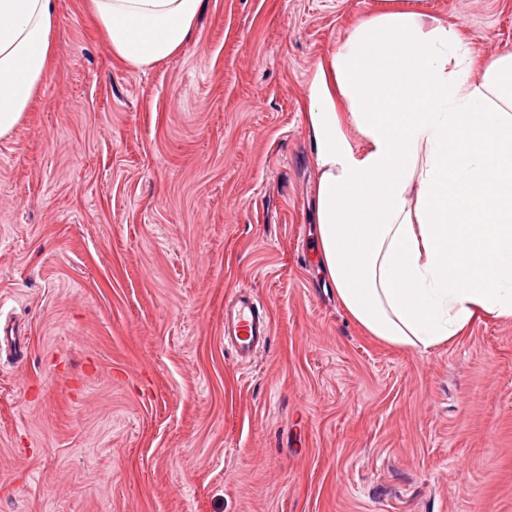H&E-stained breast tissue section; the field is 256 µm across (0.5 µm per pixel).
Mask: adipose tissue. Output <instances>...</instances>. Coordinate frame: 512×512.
<instances>
[{
    "mask_svg": "<svg viewBox=\"0 0 512 512\" xmlns=\"http://www.w3.org/2000/svg\"><path fill=\"white\" fill-rule=\"evenodd\" d=\"M91 2L135 69L176 54L204 7ZM53 23V0H0V138L30 109ZM306 126L320 265L366 336L426 351L512 319V52L477 60L457 28L386 0L316 64Z\"/></svg>",
    "mask_w": 512,
    "mask_h": 512,
    "instance_id": "ef3b65f1",
    "label": "adipose tissue"
}]
</instances>
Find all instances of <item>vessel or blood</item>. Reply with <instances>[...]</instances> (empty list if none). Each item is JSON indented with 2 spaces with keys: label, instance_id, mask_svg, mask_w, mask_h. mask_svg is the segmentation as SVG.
Listing matches in <instances>:
<instances>
[{
  "label": "vessel or blood",
  "instance_id": "obj_1",
  "mask_svg": "<svg viewBox=\"0 0 512 512\" xmlns=\"http://www.w3.org/2000/svg\"><path fill=\"white\" fill-rule=\"evenodd\" d=\"M272 335L268 309L253 289L240 286L227 305L224 339L231 345L239 361L246 362L265 350Z\"/></svg>",
  "mask_w": 512,
  "mask_h": 512
}]
</instances>
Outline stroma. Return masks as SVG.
Masks as SVG:
<instances>
[{"label":"stroma","instance_id":"obj_1","mask_svg":"<svg viewBox=\"0 0 512 512\" xmlns=\"http://www.w3.org/2000/svg\"><path fill=\"white\" fill-rule=\"evenodd\" d=\"M512 52V0H423ZM378 0H205L127 67L55 0L49 71L0 139V512H512V320L374 344L316 253L305 88ZM272 320L250 364L224 306ZM271 335L272 322L266 306L253 289L237 287L225 312L224 341L231 345L240 362H246L267 348Z\"/></svg>","mask_w":512,"mask_h":512}]
</instances>
